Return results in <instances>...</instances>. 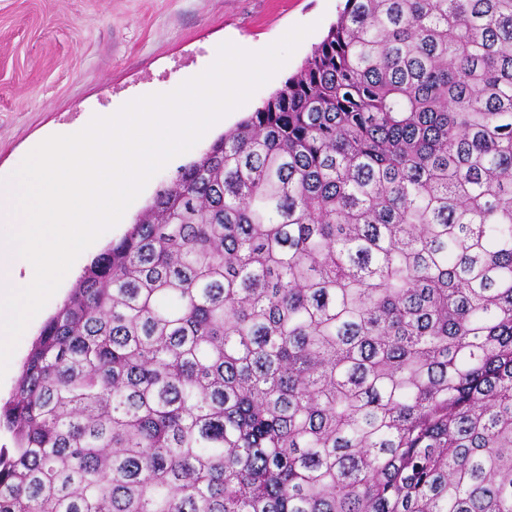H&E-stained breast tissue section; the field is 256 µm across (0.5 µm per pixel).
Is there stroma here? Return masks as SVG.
I'll return each instance as SVG.
<instances>
[{"instance_id":"1","label":"stroma","mask_w":512,"mask_h":512,"mask_svg":"<svg viewBox=\"0 0 512 512\" xmlns=\"http://www.w3.org/2000/svg\"><path fill=\"white\" fill-rule=\"evenodd\" d=\"M344 0H0V171L34 141L124 103L178 87L204 71L226 41L261 49L320 16L287 64L244 106L212 127L190 156L170 161L140 194L146 208L181 167L199 158L301 66L335 23ZM132 217L103 234L73 264L22 336L0 380L8 400L44 322L63 304L95 255L126 232Z\"/></svg>"}]
</instances>
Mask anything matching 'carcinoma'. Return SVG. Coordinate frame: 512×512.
Returning <instances> with one entry per match:
<instances>
[{"label": "carcinoma", "instance_id": "cac0c4a2", "mask_svg": "<svg viewBox=\"0 0 512 512\" xmlns=\"http://www.w3.org/2000/svg\"><path fill=\"white\" fill-rule=\"evenodd\" d=\"M0 428V512H512V0H346Z\"/></svg>", "mask_w": 512, "mask_h": 512}]
</instances>
